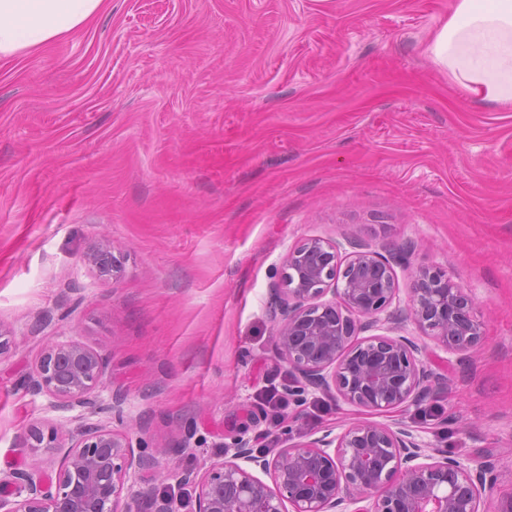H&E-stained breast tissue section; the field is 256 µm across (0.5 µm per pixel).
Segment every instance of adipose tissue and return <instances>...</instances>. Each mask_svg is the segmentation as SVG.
Masks as SVG:
<instances>
[{"mask_svg":"<svg viewBox=\"0 0 512 512\" xmlns=\"http://www.w3.org/2000/svg\"><path fill=\"white\" fill-rule=\"evenodd\" d=\"M104 0H0V58L87 27ZM427 52L481 101L512 105V0H454Z\"/></svg>","mask_w":512,"mask_h":512,"instance_id":"ef3b65f1","label":"adipose tissue"}]
</instances>
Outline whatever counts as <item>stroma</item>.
Wrapping results in <instances>:
<instances>
[{
    "mask_svg": "<svg viewBox=\"0 0 512 512\" xmlns=\"http://www.w3.org/2000/svg\"><path fill=\"white\" fill-rule=\"evenodd\" d=\"M454 0H105L83 30L0 60V472L60 458L20 447L45 416L24 381L46 334L107 361L145 450L170 453L134 492L162 496L241 428L280 448L362 409L285 381L271 290L312 237L413 243L484 316L464 362L430 346L447 385L405 416L425 444L489 460L512 501V105L475 100L427 47ZM108 237L119 278L84 261Z\"/></svg>",
    "mask_w": 512,
    "mask_h": 512,
    "instance_id": "35a3bbf8",
    "label": "stroma"
}]
</instances>
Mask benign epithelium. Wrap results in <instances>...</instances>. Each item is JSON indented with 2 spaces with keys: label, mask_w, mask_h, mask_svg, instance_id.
<instances>
[{
  "label": "benign epithelium",
  "mask_w": 512,
  "mask_h": 512,
  "mask_svg": "<svg viewBox=\"0 0 512 512\" xmlns=\"http://www.w3.org/2000/svg\"><path fill=\"white\" fill-rule=\"evenodd\" d=\"M410 252L310 238L288 252L273 290L275 350L290 373L283 395L299 403L319 391L388 420H359L338 435L327 430L273 454L254 450L244 430L205 470L181 472L178 484L192 487L194 499L163 496L154 512H487L492 464L472 467L424 444L399 417L442 383L422 358L425 346L400 334L406 321L460 359L484 340L472 297L446 270L416 269L408 303L400 305L395 267ZM85 262L120 272L105 237ZM371 330L376 334L364 335ZM105 373L104 357L77 337L46 338L27 391L44 398L47 411L68 417L29 425L21 443L66 453L53 478L35 467L0 476V512H137L123 493L170 449L135 451L125 396L102 397ZM112 417L128 425L116 430Z\"/></svg>",
  "instance_id": "obj_1"
}]
</instances>
